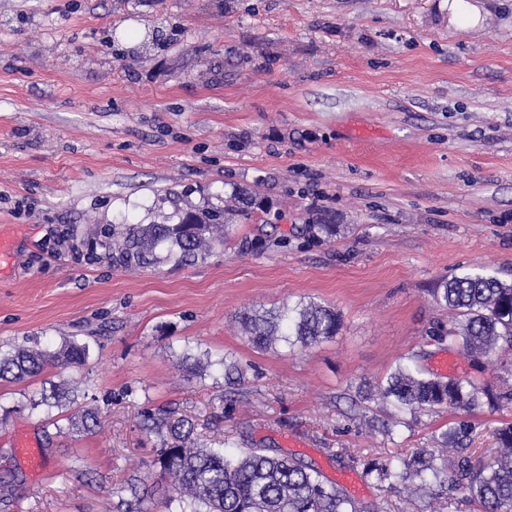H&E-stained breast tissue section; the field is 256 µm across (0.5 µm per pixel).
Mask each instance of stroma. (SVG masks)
Instances as JSON below:
<instances>
[{
    "label": "stroma",
    "mask_w": 512,
    "mask_h": 512,
    "mask_svg": "<svg viewBox=\"0 0 512 512\" xmlns=\"http://www.w3.org/2000/svg\"><path fill=\"white\" fill-rule=\"evenodd\" d=\"M0 0V346L76 338L79 368L0 382V512H116L115 488L154 473L164 409L199 442L268 448L359 476L384 512H480L448 488L411 494L366 478L372 460L433 445L453 412L398 414L362 391L419 352L424 371L512 383V355L431 344L448 322L433 288L474 266L512 272V0ZM262 202L237 236L193 264L126 269L103 235L160 223L175 193L198 206L232 186ZM334 214L344 233H311ZM306 298L342 315L319 346L258 351L236 315ZM232 356L183 371L180 353ZM71 398L46 414L45 380ZM96 408L94 433L50 417ZM490 458L512 409L468 417ZM48 463L31 472L16 435ZM189 351L190 350L185 349L181 357L182 363L189 374L202 375L203 372H206L209 367H212L213 365H220L224 371L225 381L227 379L228 382L235 383L241 382L242 379L244 380L243 371L239 366V363L232 361L228 355L221 357V359L218 361H211L208 358L206 361H201L200 358H196V356L191 354Z\"/></svg>",
    "instance_id": "obj_1"
}]
</instances>
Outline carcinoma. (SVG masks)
I'll return each instance as SVG.
<instances>
[{
	"label": "carcinoma",
	"instance_id": "cac0c4a2",
	"mask_svg": "<svg viewBox=\"0 0 512 512\" xmlns=\"http://www.w3.org/2000/svg\"><path fill=\"white\" fill-rule=\"evenodd\" d=\"M231 195L241 202L240 213L247 217L259 205L247 188L234 186ZM168 219L169 224H127L121 235L112 238V261L130 268L170 260L192 263L234 234V225L225 222L224 209L217 206L198 213L179 208ZM310 230L331 239L344 231V225L336 223L331 214H321L313 218ZM434 298L451 312L454 322L449 327L441 323L432 327L430 341L457 347L468 355L512 354V280L472 269L442 282L434 289ZM238 323L258 350L279 345L295 350L336 336L341 317L327 305L301 299L267 310H245ZM89 355V344L75 338L55 349L0 350V380L23 382L48 368L81 366ZM181 360L192 375L218 364L225 379H243L239 363L226 355L216 362L203 361L186 349ZM376 395L411 413L449 410L468 414L484 402L493 409L512 406V388L493 392L467 379L430 377L414 356L376 385ZM65 397L63 384L52 383L39 396L29 397L28 404L32 410L41 406L50 410L61 406ZM53 424L61 433L66 429L90 432L98 426V412L87 408L79 420L68 419L66 427L57 418ZM145 430L166 437L155 460L167 483L166 512H382L376 506H362L320 470L293 458L270 456L263 448H249L238 455L207 448L193 437L192 427L164 416H147ZM470 433V424L459 421L436 436L440 451L449 453L443 465L437 463L434 450L424 449L409 459L374 461L364 468V475L383 490L412 486L419 491L446 484L478 502L482 512H512V424L498 431V454L482 466L468 454L465 441ZM131 491L136 502L127 504L126 512H150L149 489L140 494L133 485Z\"/></svg>",
	"mask_w": 512,
	"mask_h": 512
}]
</instances>
